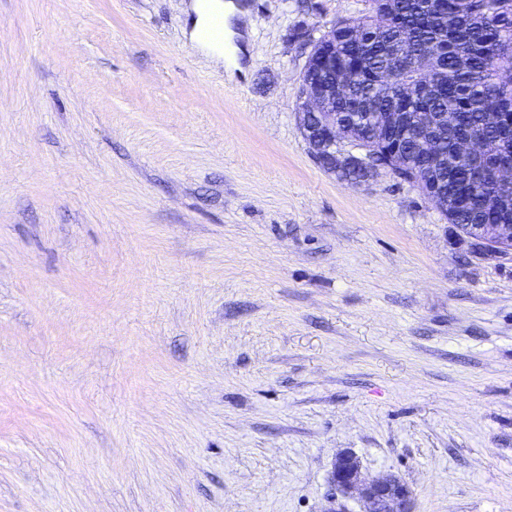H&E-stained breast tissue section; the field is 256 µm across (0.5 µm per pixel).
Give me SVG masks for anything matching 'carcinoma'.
Wrapping results in <instances>:
<instances>
[{"label":"carcinoma","instance_id":"carcinoma-1","mask_svg":"<svg viewBox=\"0 0 512 512\" xmlns=\"http://www.w3.org/2000/svg\"><path fill=\"white\" fill-rule=\"evenodd\" d=\"M370 11L338 20L328 39L314 46L319 85L335 72L353 80L336 92L345 138L358 146L375 136L382 112H410L431 129L430 139L411 126L399 134L405 173L448 197L444 216L465 224H512V189L496 185L499 169L512 166V0H368ZM412 37L403 47L400 33ZM439 112L455 113V125L438 128ZM497 113L495 126L486 114ZM483 139L491 147L478 160L456 154L457 141ZM430 151L445 166L424 165Z\"/></svg>","mask_w":512,"mask_h":512}]
</instances>
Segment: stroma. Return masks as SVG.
I'll list each match as a JSON object with an SVG mask.
<instances>
[{"label":"stroma","instance_id":"stroma-1","mask_svg":"<svg viewBox=\"0 0 512 512\" xmlns=\"http://www.w3.org/2000/svg\"><path fill=\"white\" fill-rule=\"evenodd\" d=\"M0 0V512H325L337 455L415 512H512V255L298 126L367 0ZM191 4V9L195 14L193 19V37H202L203 31L210 25L213 19L221 17L225 21L226 45L233 49V54L240 52V47L235 45V36L238 32L231 29V21L235 17L243 14L233 2H221V0H195ZM225 45V53L228 46Z\"/></svg>","mask_w":512,"mask_h":512}]
</instances>
